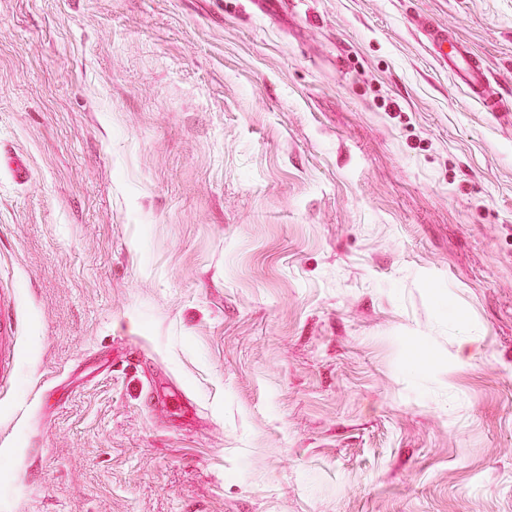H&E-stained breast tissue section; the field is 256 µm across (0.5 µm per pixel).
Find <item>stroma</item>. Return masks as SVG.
Returning a JSON list of instances; mask_svg holds the SVG:
<instances>
[{
	"label": "stroma",
	"instance_id": "1",
	"mask_svg": "<svg viewBox=\"0 0 512 512\" xmlns=\"http://www.w3.org/2000/svg\"><path fill=\"white\" fill-rule=\"evenodd\" d=\"M427 20L512 106V0H0V512H512V117ZM428 35L437 62L454 73L469 97L480 102L486 112H501L502 99L491 88L485 61L472 46L438 25H429Z\"/></svg>",
	"mask_w": 512,
	"mask_h": 512
}]
</instances>
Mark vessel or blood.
Segmentation results:
<instances>
[{"mask_svg": "<svg viewBox=\"0 0 512 512\" xmlns=\"http://www.w3.org/2000/svg\"><path fill=\"white\" fill-rule=\"evenodd\" d=\"M428 35L437 62L454 73L469 97L480 102L485 111H502V100L489 83L488 68L472 46L437 25L429 26Z\"/></svg>", "mask_w": 512, "mask_h": 512, "instance_id": "obj_1", "label": "vessel or blood"}]
</instances>
